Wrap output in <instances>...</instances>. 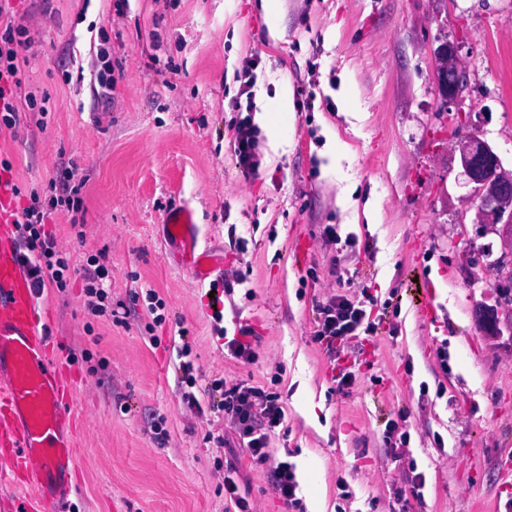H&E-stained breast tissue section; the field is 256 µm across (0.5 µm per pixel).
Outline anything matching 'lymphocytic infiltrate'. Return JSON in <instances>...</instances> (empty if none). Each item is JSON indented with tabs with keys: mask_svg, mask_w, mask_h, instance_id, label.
Listing matches in <instances>:
<instances>
[{
	"mask_svg": "<svg viewBox=\"0 0 512 512\" xmlns=\"http://www.w3.org/2000/svg\"><path fill=\"white\" fill-rule=\"evenodd\" d=\"M98 39L101 46L97 51L98 66L93 75L95 98L109 105L114 100L116 74L124 70L126 61L113 58L109 46L111 35L107 28H99ZM35 43L33 26L26 19L6 12L4 6L0 5V130L16 128L23 111L33 112L38 108L35 95L21 91L23 68L29 63L28 54ZM261 62L262 57L257 52L244 58L236 71L238 90L228 101L229 109L237 114L232 144L236 163L251 174L258 173L261 165L259 130L252 118L256 71ZM75 175L73 162L61 159L48 195L31 193L28 203L20 208L16 219L34 279L33 286L39 291L45 285L52 284L63 292L70 283V251L47 229L46 221L59 211L67 212L74 218L83 213L82 186L76 183ZM81 270L85 310L95 317L112 316V272L104 254L87 255ZM376 306V297L369 293L360 298L333 294L317 306L312 340L335 362L332 380L338 388L351 387L356 381L352 366L339 365L338 359L348 344L360 336L376 333L378 325L373 315ZM209 390L220 395L212 408L223 414L225 423L223 433L214 436V443L225 446L230 440H239L251 459L264 466L266 478L284 504L292 510L299 507L295 468L289 462L277 460L270 449L271 437L285 419L280 394L243 382L230 384L223 378L213 381Z\"/></svg>",
	"mask_w": 512,
	"mask_h": 512,
	"instance_id": "lymphocytic-infiltrate-1",
	"label": "lymphocytic infiltrate"
}]
</instances>
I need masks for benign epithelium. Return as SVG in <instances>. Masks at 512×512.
Instances as JSON below:
<instances>
[{"instance_id":"7a95c632","label":"benign epithelium","mask_w":512,"mask_h":512,"mask_svg":"<svg viewBox=\"0 0 512 512\" xmlns=\"http://www.w3.org/2000/svg\"><path fill=\"white\" fill-rule=\"evenodd\" d=\"M463 185L470 187V196L480 203H493L489 210L479 211L480 217H492V223H512V179L503 171L502 161L486 141L470 138L461 156Z\"/></svg>"}]
</instances>
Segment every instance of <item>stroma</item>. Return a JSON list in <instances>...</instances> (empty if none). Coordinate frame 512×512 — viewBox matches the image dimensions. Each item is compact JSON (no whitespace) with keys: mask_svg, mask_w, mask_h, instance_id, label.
Segmentation results:
<instances>
[{"mask_svg":"<svg viewBox=\"0 0 512 512\" xmlns=\"http://www.w3.org/2000/svg\"><path fill=\"white\" fill-rule=\"evenodd\" d=\"M10 6L41 20L24 89L48 109L0 132L18 203L47 192L59 157L85 179L80 223L58 212L48 224L71 251L70 286L45 288L38 313L75 369L109 380L74 398L80 479L69 512H224L231 462L257 512H286L245 448L207 439L224 428L206 394L222 377L280 393L285 420L271 448L296 476L314 466L322 495L313 502L298 486L302 512H512L499 469L512 455V304L496 303L494 266L512 260V235L478 223L477 201L457 183L466 136L494 145L512 173V0H283L275 33L261 0H129L120 17L113 0ZM99 25L112 29L113 56L127 58L109 109L91 101ZM449 42L466 76L454 129L441 118L435 60ZM254 52L262 56L257 109L281 87L295 88L311 64L316 100L313 111L294 113L278 150L261 131L259 174L248 177L234 159L235 115L224 98ZM349 83L357 98L347 112L339 99ZM339 142L348 151L337 158ZM371 197L379 206L372 223L364 215ZM176 206L194 211L201 245L223 247L225 271L244 277L224 298V325L254 329L253 363L225 354L207 286L169 261L161 224ZM328 226L339 244L324 242ZM297 237L312 251L295 264L287 255ZM419 241L427 254L415 269ZM99 251L112 270L113 309L131 312L125 322L83 307L79 267ZM420 272L442 305L430 327L411 306ZM365 288L383 304L381 324L364 344L355 385L340 391L312 340L315 305ZM150 289L167 315L153 332ZM490 306L492 334L479 319ZM185 343L197 411L182 400ZM153 413L166 417L167 440L149 428ZM392 419L409 433L407 445L387 444ZM417 472L424 488L413 486Z\"/></svg>","mask_w":512,"mask_h":512,"instance_id":"stroma-1","label":"stroma"}]
</instances>
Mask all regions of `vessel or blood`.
<instances>
[{
  "instance_id": "vessel-or-blood-1",
  "label": "vessel or blood",
  "mask_w": 512,
  "mask_h": 512,
  "mask_svg": "<svg viewBox=\"0 0 512 512\" xmlns=\"http://www.w3.org/2000/svg\"><path fill=\"white\" fill-rule=\"evenodd\" d=\"M13 191L0 182V482L25 491L18 507L0 493V512H66L75 484L81 422L72 410L77 389L92 391L57 354L58 344L37 316L38 295L16 235ZM169 258L199 283L223 289L224 251L200 247L194 213L171 209ZM424 324L438 320L426 291L413 305Z\"/></svg>"
}]
</instances>
